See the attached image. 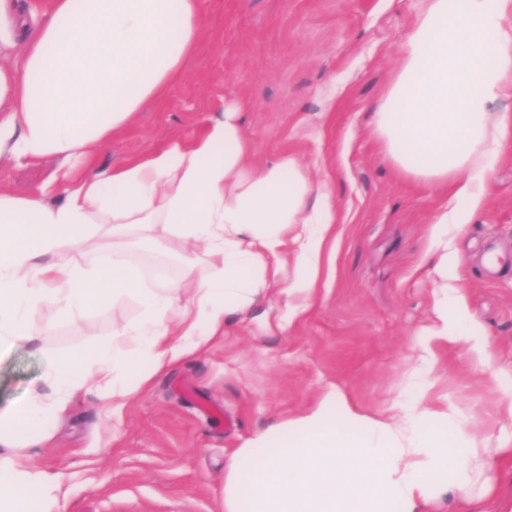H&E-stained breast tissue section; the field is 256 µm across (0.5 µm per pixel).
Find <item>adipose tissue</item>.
<instances>
[{"mask_svg": "<svg viewBox=\"0 0 512 512\" xmlns=\"http://www.w3.org/2000/svg\"><path fill=\"white\" fill-rule=\"evenodd\" d=\"M202 29L203 0H51L25 30L19 63H0V157L63 159L52 179L58 203L0 187V352L29 338L28 316L43 306L73 322L126 296L140 304L136 322L113 327L112 343L52 355L48 392L0 415V512H53L63 477L38 470L28 451L50 438L85 384L120 412L158 372L223 335L230 310L274 290L287 298L289 319L301 316L332 258L330 177L312 179L288 152L254 163L239 107L190 142L93 167L179 74ZM511 89L512 0H424L375 112L395 168L450 189L431 235L444 284L413 378L435 367L443 344L489 358L484 328L447 280L456 262L448 228L472 223L493 163L512 150V113L493 109ZM74 160L92 165L78 180ZM95 213L104 231L90 228ZM156 226L203 244L210 258L203 269L186 260L193 295L178 313L167 289L151 287L128 259ZM403 412L400 422L375 418L327 390L230 455L224 512H431L450 493L496 500L490 473L512 466V440L489 446L447 404L415 399Z\"/></svg>", "mask_w": 512, "mask_h": 512, "instance_id": "adipose-tissue-1", "label": "adipose tissue"}]
</instances>
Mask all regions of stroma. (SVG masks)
Here are the masks:
<instances>
[{
    "label": "stroma",
    "mask_w": 512,
    "mask_h": 512,
    "mask_svg": "<svg viewBox=\"0 0 512 512\" xmlns=\"http://www.w3.org/2000/svg\"><path fill=\"white\" fill-rule=\"evenodd\" d=\"M421 0H205L204 33L163 97L138 112L99 154L100 168L199 136L231 102L256 159L296 154L313 178L333 177L341 223L333 264L303 316L279 326L284 298L265 297L229 316L223 335L157 373L113 413L86 387L43 447L36 465L64 472L54 512H220L232 451L270 426L299 417L329 388L363 413L399 416L413 398L408 372L440 284L432 222L448 191L406 177L384 157L374 107L394 71ZM60 165L0 159V185L25 195ZM454 270L469 311L490 343L477 361L461 344L438 348L429 400H449L464 425L501 436V400L512 392V153L489 176L487 199L452 235ZM185 252L144 247L132 260L151 284L180 277ZM195 261L203 248L189 252ZM131 299L57 320L30 314L40 351L0 354V413L42 386L44 353L91 351L112 326L134 321Z\"/></svg>",
    "instance_id": "obj_1"
}]
</instances>
